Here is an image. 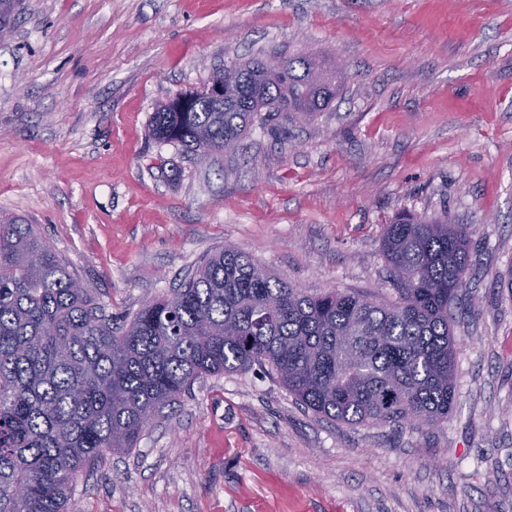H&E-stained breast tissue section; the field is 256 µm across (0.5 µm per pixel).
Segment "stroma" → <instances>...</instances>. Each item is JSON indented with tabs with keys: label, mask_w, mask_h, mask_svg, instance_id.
Masks as SVG:
<instances>
[{
	"label": "stroma",
	"mask_w": 512,
	"mask_h": 512,
	"mask_svg": "<svg viewBox=\"0 0 512 512\" xmlns=\"http://www.w3.org/2000/svg\"><path fill=\"white\" fill-rule=\"evenodd\" d=\"M0 40V214L37 225L114 323L234 248L316 294L394 299L387 224L470 227L437 426L347 425L266 369L197 380L75 512H512V0H17ZM343 63L330 106L200 163L159 103L255 57Z\"/></svg>",
	"instance_id": "1"
}]
</instances>
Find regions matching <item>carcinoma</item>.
I'll return each mask as SVG.
<instances>
[{"instance_id":"carcinoma-1","label":"carcinoma","mask_w":512,"mask_h":512,"mask_svg":"<svg viewBox=\"0 0 512 512\" xmlns=\"http://www.w3.org/2000/svg\"><path fill=\"white\" fill-rule=\"evenodd\" d=\"M233 63L239 81L219 106L197 89L160 106L151 136L201 158L237 149L259 112L324 111L335 76L312 58ZM382 250L395 299L307 294L248 254L207 256L172 292L120 327L74 287L31 224L0 218V512H70L77 476L104 452L127 453L144 414L198 379L270 369L314 414L350 425L448 420L457 401L455 337L470 306L466 224L410 217L386 225Z\"/></svg>"}]
</instances>
